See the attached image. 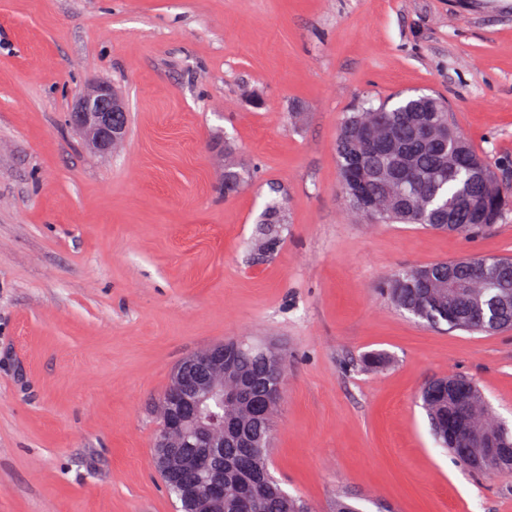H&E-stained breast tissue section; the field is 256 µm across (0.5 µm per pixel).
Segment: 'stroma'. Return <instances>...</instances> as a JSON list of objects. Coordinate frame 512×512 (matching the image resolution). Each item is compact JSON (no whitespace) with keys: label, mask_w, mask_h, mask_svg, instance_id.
Here are the masks:
<instances>
[{"label":"stroma","mask_w":512,"mask_h":512,"mask_svg":"<svg viewBox=\"0 0 512 512\" xmlns=\"http://www.w3.org/2000/svg\"><path fill=\"white\" fill-rule=\"evenodd\" d=\"M97 81L129 115L108 154L66 121ZM431 91L512 187V0H0V512H176L155 404L228 339L282 352L271 471L315 512H512V476L457 464L418 398L462 374L512 427V330L380 290L512 255V210L471 239L371 223L340 189L343 115ZM219 137L253 172L229 197ZM374 351L390 365L363 370Z\"/></svg>","instance_id":"stroma-1"}]
</instances>
